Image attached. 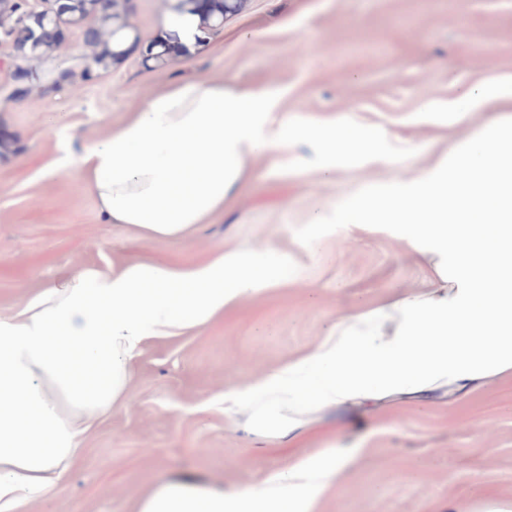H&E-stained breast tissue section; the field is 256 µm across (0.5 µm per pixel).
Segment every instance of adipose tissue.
I'll return each instance as SVG.
<instances>
[{
    "label": "adipose tissue",
    "mask_w": 512,
    "mask_h": 512,
    "mask_svg": "<svg viewBox=\"0 0 512 512\" xmlns=\"http://www.w3.org/2000/svg\"><path fill=\"white\" fill-rule=\"evenodd\" d=\"M295 120L274 92L225 90L186 79L155 93L107 135L44 168L77 172L102 214L142 238L185 237L224 216L256 155L287 154ZM308 137L323 146L321 175L336 153L365 157L375 135L333 122ZM456 180L432 171L406 192L364 199L362 212L412 224L413 248L440 256L453 280L341 317L307 354L225 394L255 426L296 437L303 416L391 395L468 392L512 370V127L494 124L457 156ZM251 249H226L189 267L134 262L85 267L0 318V512L49 497L78 453V438L131 396L132 364L151 339L205 326L238 299L281 286ZM356 451L327 449L278 471L255 493L172 482L138 512H313Z\"/></svg>",
    "instance_id": "obj_1"
}]
</instances>
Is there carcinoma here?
<instances>
[{"label":"carcinoma","instance_id":"cac0c4a2","mask_svg":"<svg viewBox=\"0 0 512 512\" xmlns=\"http://www.w3.org/2000/svg\"><path fill=\"white\" fill-rule=\"evenodd\" d=\"M94 12L93 0H60L57 5L58 15L71 23ZM131 28L129 12L117 10L114 0H106L104 14L82 29L83 43L89 50V63L80 73L82 79L90 80L93 72L112 68L114 52L124 47L123 31ZM0 30L11 41L15 57L26 63L40 59L47 50L63 48L59 27L43 23L40 13L31 12L23 18L18 9L0 6Z\"/></svg>","mask_w":512,"mask_h":512}]
</instances>
